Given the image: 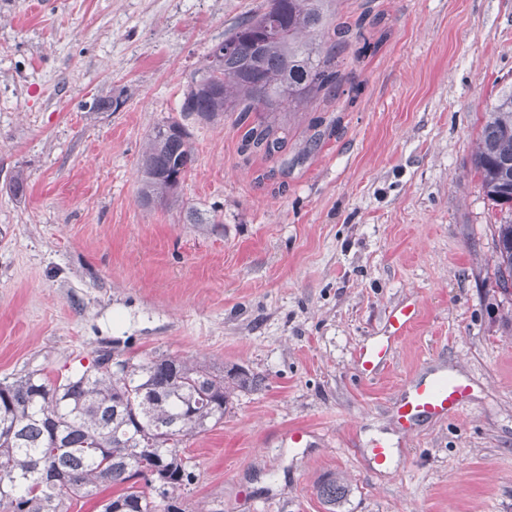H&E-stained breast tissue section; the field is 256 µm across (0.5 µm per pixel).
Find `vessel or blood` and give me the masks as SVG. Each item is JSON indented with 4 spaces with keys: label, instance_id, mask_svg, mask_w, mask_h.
I'll return each instance as SVG.
<instances>
[{
    "label": "vessel or blood",
    "instance_id": "b4317fda",
    "mask_svg": "<svg viewBox=\"0 0 512 512\" xmlns=\"http://www.w3.org/2000/svg\"><path fill=\"white\" fill-rule=\"evenodd\" d=\"M418 309L407 304L391 312L386 336L362 349L358 363L364 375L371 376L385 364L392 340L402 336L415 322ZM469 384L461 379L434 376L412 381L396 404V419L402 430H411L423 416L445 417L461 413L468 400Z\"/></svg>",
    "mask_w": 512,
    "mask_h": 512
}]
</instances>
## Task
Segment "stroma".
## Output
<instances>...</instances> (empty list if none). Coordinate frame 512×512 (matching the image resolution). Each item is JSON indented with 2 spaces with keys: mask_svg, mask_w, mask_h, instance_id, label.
I'll list each match as a JSON object with an SVG mask.
<instances>
[{
  "mask_svg": "<svg viewBox=\"0 0 512 512\" xmlns=\"http://www.w3.org/2000/svg\"><path fill=\"white\" fill-rule=\"evenodd\" d=\"M264 2L0 0V382L61 380L105 347L259 373L188 442L185 512H326L329 476L349 489L339 512H512V291L472 164L512 85V0H333L335 21H365L337 95L262 113L287 130L268 159L240 153L237 113L183 117L195 163L176 202H140L153 127ZM410 302L362 377L359 351ZM436 369L470 381L469 406L401 430L394 403ZM379 438L386 474L363 454ZM418 315L414 303L391 312L386 323V337L362 349L357 357L361 373L372 376L385 364L391 341L402 336L415 322Z\"/></svg>",
  "mask_w": 512,
  "mask_h": 512,
  "instance_id": "stroma-1",
  "label": "stroma"
}]
</instances>
